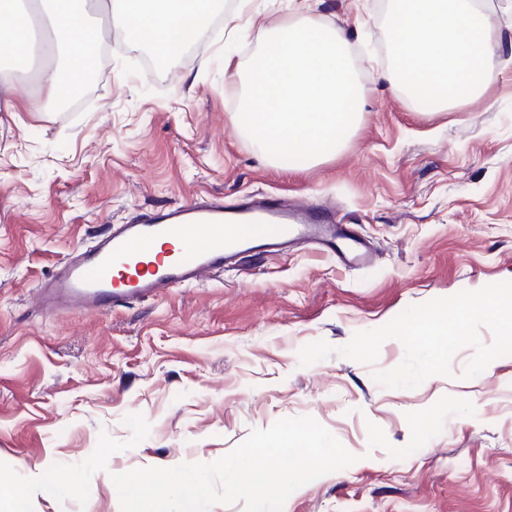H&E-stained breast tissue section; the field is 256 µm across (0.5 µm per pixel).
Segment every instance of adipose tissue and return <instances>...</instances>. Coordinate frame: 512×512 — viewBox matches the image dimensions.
Wrapping results in <instances>:
<instances>
[{
    "instance_id": "1",
    "label": "adipose tissue",
    "mask_w": 512,
    "mask_h": 512,
    "mask_svg": "<svg viewBox=\"0 0 512 512\" xmlns=\"http://www.w3.org/2000/svg\"><path fill=\"white\" fill-rule=\"evenodd\" d=\"M15 2L0 0V52L16 66L28 58L29 37ZM33 5L56 32L52 55L70 61L67 78L55 67L42 75L56 95L63 82L77 83L94 64L89 47L100 37L87 26L88 0H34ZM214 5L215 0H99L98 8L136 42L172 53L200 35ZM388 25L398 91L413 96L434 88L433 105L445 108L478 98L493 82L498 26L478 0H390Z\"/></svg>"
}]
</instances>
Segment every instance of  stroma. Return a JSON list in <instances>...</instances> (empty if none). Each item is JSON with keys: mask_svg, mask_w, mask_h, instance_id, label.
I'll return each instance as SVG.
<instances>
[{"mask_svg": "<svg viewBox=\"0 0 512 512\" xmlns=\"http://www.w3.org/2000/svg\"><path fill=\"white\" fill-rule=\"evenodd\" d=\"M388 0H224L170 64L113 32L101 80L60 112L43 84L9 71L0 85V512L6 485L30 512H120L112 474L215 461L255 429L310 416L358 457L302 486L283 512H512V355L492 372L414 389L379 385L401 343L374 364L299 350L340 347L407 307L512 281V0L498 19L496 77L477 100L444 111L390 81ZM332 24L347 41L364 106L335 155L289 168L264 160L232 121L240 87L226 52L247 64L264 30ZM24 98L42 111L19 109ZM15 103L16 111L4 108ZM306 199L333 211L375 251L346 266L307 245L257 255L238 273L106 314L43 311L38 284L110 225L193 199ZM470 400L414 454L368 447V423L407 445L406 413L441 396ZM67 480L75 490L52 495Z\"/></svg>", "mask_w": 512, "mask_h": 512, "instance_id": "1", "label": "stroma"}]
</instances>
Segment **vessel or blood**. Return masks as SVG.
<instances>
[{"label": "vessel or blood", "instance_id": "vessel-or-blood-1", "mask_svg": "<svg viewBox=\"0 0 512 512\" xmlns=\"http://www.w3.org/2000/svg\"><path fill=\"white\" fill-rule=\"evenodd\" d=\"M336 252L349 264L368 252L346 225L314 203L264 196L241 205L192 200L112 225L77 248L37 288L49 311L103 313L242 266L245 255L285 253L296 243Z\"/></svg>", "mask_w": 512, "mask_h": 512}]
</instances>
